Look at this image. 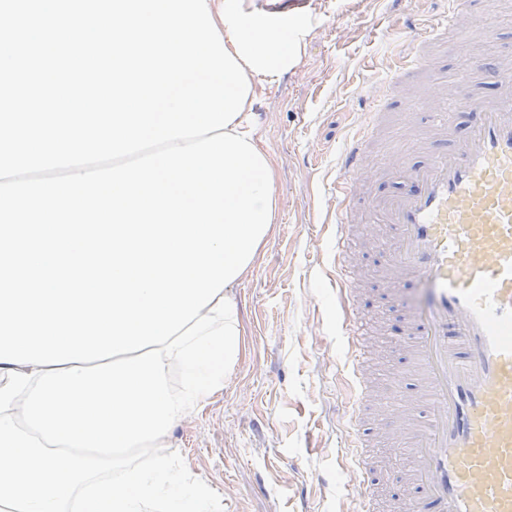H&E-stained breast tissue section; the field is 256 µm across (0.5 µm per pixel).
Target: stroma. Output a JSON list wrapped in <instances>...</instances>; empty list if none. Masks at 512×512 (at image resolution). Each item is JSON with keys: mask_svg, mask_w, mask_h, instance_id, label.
<instances>
[{"mask_svg": "<svg viewBox=\"0 0 512 512\" xmlns=\"http://www.w3.org/2000/svg\"><path fill=\"white\" fill-rule=\"evenodd\" d=\"M299 17L298 65L265 84L254 135L277 160L281 218L235 292L246 333L222 393L176 428L170 442L216 487L222 512H348L352 474L336 461L346 441L337 407L352 384L336 367L345 310L326 248L334 237L337 156L384 80L390 50L406 45L399 0H253ZM497 19L480 44L437 47L433 72L449 80L472 53H512V0H483ZM376 349L369 411L387 421L400 316L382 301L362 310Z\"/></svg>", "mask_w": 512, "mask_h": 512, "instance_id": "stroma-1", "label": "stroma"}]
</instances>
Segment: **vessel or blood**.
Returning a JSON list of instances; mask_svg holds the SVG:
<instances>
[{
    "label": "vessel or blood",
    "instance_id": "1",
    "mask_svg": "<svg viewBox=\"0 0 512 512\" xmlns=\"http://www.w3.org/2000/svg\"><path fill=\"white\" fill-rule=\"evenodd\" d=\"M442 3L428 19H406L413 45L389 69L385 95L338 162L341 206L329 252L351 307L359 273L347 257L361 222L351 198L369 168L389 93L429 70L432 47L452 36L481 41L494 28V15L477 11L473 0ZM478 78L498 93L404 99L405 148L381 160L392 188L379 207L378 262L397 283L428 286L425 302L405 310L399 339L407 368L398 382L414 397L405 437L413 467L401 486L408 501H428L434 512H512V61L493 66L472 57L455 83ZM362 326L345 319L340 338L344 365L356 375L369 357ZM370 398L361 383L351 401L346 454L356 512H374L375 487L389 477L369 453L377 427L362 411Z\"/></svg>",
    "mask_w": 512,
    "mask_h": 512
}]
</instances>
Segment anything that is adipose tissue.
Masks as SVG:
<instances>
[{
	"label": "adipose tissue",
	"instance_id": "obj_1",
	"mask_svg": "<svg viewBox=\"0 0 512 512\" xmlns=\"http://www.w3.org/2000/svg\"><path fill=\"white\" fill-rule=\"evenodd\" d=\"M252 89L294 67L305 31L247 0H207ZM244 349L240 307L226 286L168 342L91 363H0V512H218L219 500L172 448V431L224 389ZM180 384L171 387V371ZM148 463L128 466L127 451Z\"/></svg>",
	"mask_w": 512,
	"mask_h": 512
}]
</instances>
